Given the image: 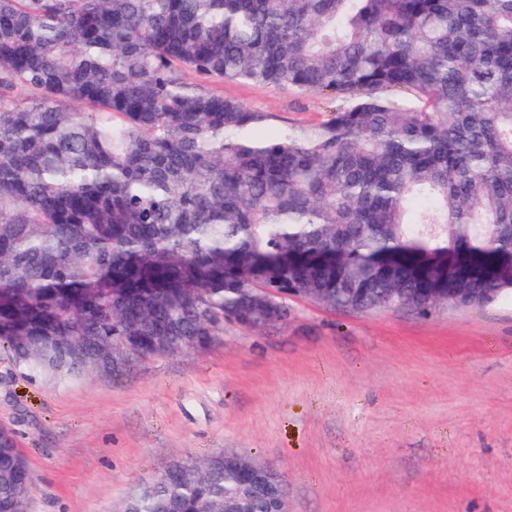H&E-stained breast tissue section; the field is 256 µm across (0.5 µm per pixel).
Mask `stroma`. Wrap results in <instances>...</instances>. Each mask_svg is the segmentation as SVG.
Segmentation results:
<instances>
[{
    "mask_svg": "<svg viewBox=\"0 0 512 512\" xmlns=\"http://www.w3.org/2000/svg\"><path fill=\"white\" fill-rule=\"evenodd\" d=\"M198 83L275 129L329 117L318 94ZM289 306L117 375L31 379L0 351L26 512H120L174 461L221 451L281 473L288 512H512V299L428 317Z\"/></svg>",
    "mask_w": 512,
    "mask_h": 512,
    "instance_id": "stroma-1",
    "label": "stroma"
}]
</instances>
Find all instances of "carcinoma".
Returning <instances> with one entry per match:
<instances>
[{
  "instance_id": "carcinoma-1",
  "label": "carcinoma",
  "mask_w": 512,
  "mask_h": 512,
  "mask_svg": "<svg viewBox=\"0 0 512 512\" xmlns=\"http://www.w3.org/2000/svg\"><path fill=\"white\" fill-rule=\"evenodd\" d=\"M348 101L308 126L187 73ZM32 96L14 102L10 90ZM69 100L95 108L82 112ZM512 298V0H0V348L35 377L204 349L242 289ZM85 339L74 355L69 337ZM32 475L0 428V512ZM182 459L132 512H232Z\"/></svg>"
}]
</instances>
